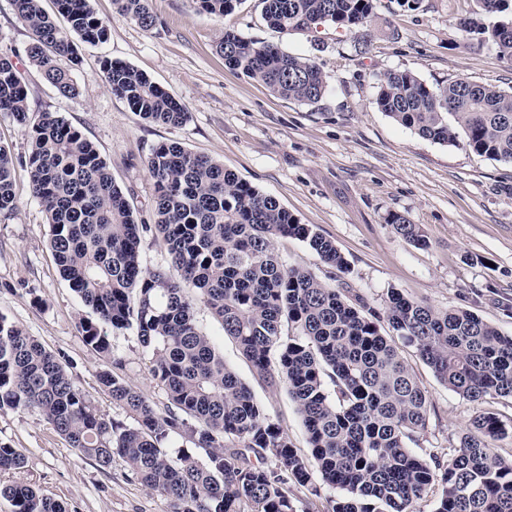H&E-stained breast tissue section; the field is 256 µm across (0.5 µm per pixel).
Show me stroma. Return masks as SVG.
I'll list each match as a JSON object with an SVG mask.
<instances>
[{
	"label": "stroma",
	"instance_id": "obj_1",
	"mask_svg": "<svg viewBox=\"0 0 512 512\" xmlns=\"http://www.w3.org/2000/svg\"><path fill=\"white\" fill-rule=\"evenodd\" d=\"M89 5L107 22L108 38L97 46L75 43L78 66L61 58L62 67L74 69L75 96L60 95L29 65V30L16 18L11 0H0V36L18 53L30 111L61 115L111 167L138 222L147 227L141 242L145 267L166 265L149 229L155 185L146 161L156 145L176 142L276 198L300 223L331 239L347 267L323 265L292 238L277 243L288 264L311 268L330 286L352 289L380 316L394 289L437 309L470 310L512 336V163L422 138L374 104L391 71L412 72L433 86L465 79L511 92L512 61L491 41L476 35L463 42L457 36L459 19L480 13L479 0H420L414 10L398 0H376L367 26L322 23L290 34L266 25L262 0H239L221 17L203 12L195 0H149L156 23L148 30L117 17L112 0H89ZM227 30L314 61L327 80L323 97L312 104L284 99L227 67L217 50ZM106 58L141 70L165 88L186 107L187 122L165 126L143 120L110 91L101 67ZM0 143L14 157L17 197L16 209L0 214V314L64 357L70 375L102 414L127 421L97 382L111 358L87 345L79 328L90 310L61 276L49 248L47 212L29 186L28 132L2 115ZM393 213L418 224L427 247L398 236L386 222ZM196 319L270 419L281 424L295 448L306 449L305 429L286 389L254 379L235 341L207 309L197 308ZM109 340L123 360L124 375L157 407H165L135 332L114 331ZM401 354L430 401L415 452L457 447L482 413L512 421L511 397L468 401L439 382L414 348H402ZM0 442L22 449L26 457L23 469L0 472V483L33 484L70 512H168L167 502L132 479L121 463L102 469L71 448L38 411L0 410Z\"/></svg>",
	"mask_w": 512,
	"mask_h": 512
}]
</instances>
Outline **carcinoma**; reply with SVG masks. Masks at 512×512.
I'll return each mask as SVG.
<instances>
[{
    "mask_svg": "<svg viewBox=\"0 0 512 512\" xmlns=\"http://www.w3.org/2000/svg\"><path fill=\"white\" fill-rule=\"evenodd\" d=\"M61 27L41 0H12L31 32L28 63L63 96L78 86L58 60L74 56L77 41H106L108 26L89 0H55ZM115 13L145 29L155 25L148 0H113ZM209 14L231 13L239 0H196ZM375 0H262L263 18L281 33L331 22L366 24ZM491 25L466 17L462 36L486 35L512 58V0H480ZM225 64L258 79L286 99L318 102L326 78L313 62L232 31L218 42ZM0 39V114L28 128L32 195L46 207L50 245L63 279L92 316L80 319L86 343L112 354L107 329L136 332L148 351L147 370L165 393L157 407L119 370L98 372L100 388L133 423L105 417L70 377L59 356L0 314V409L37 410L70 447L104 469L119 459L142 486L163 497L170 512H296L292 488L320 481L336 491L328 512H413L439 490L433 512H512V461L492 442L512 430L492 413L444 458L410 447L425 428L429 399L398 351L402 343L449 390L477 402L512 397V336L475 313L435 309L392 291L382 332L363 298L333 288L313 272L288 265L276 251L281 238L303 242L320 262L339 271L347 262L335 243L272 196L215 160L161 143L147 160L155 181V230L162 235L173 277L142 262L141 233L112 172L95 146L55 112L33 116L26 85ZM111 92L143 119L166 125L188 112L162 86L134 67L102 60ZM379 111L436 143L456 141L474 152L512 162V93L466 80L430 86L409 71L385 75ZM453 117L456 127L448 125ZM16 207L13 159L0 145V213ZM416 246L427 241L406 216L387 218ZM202 306L217 318L254 375L279 380L305 427L309 453L294 448L266 416L251 388L224 362L197 324ZM179 435L197 455L169 452ZM23 452L0 444V470H20ZM13 512H68L30 484L0 485Z\"/></svg>",
    "mask_w": 512,
    "mask_h": 512,
    "instance_id": "carcinoma-1",
    "label": "carcinoma"
}]
</instances>
